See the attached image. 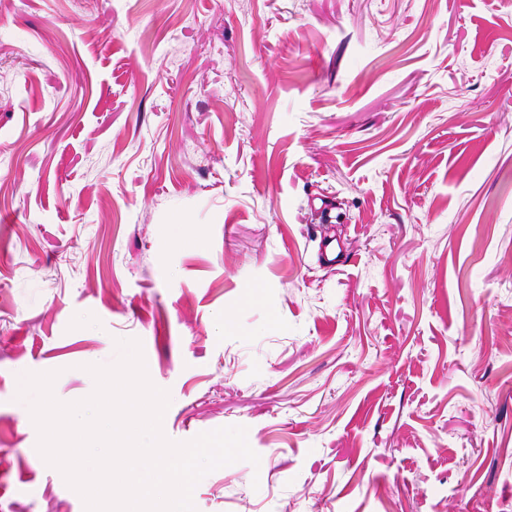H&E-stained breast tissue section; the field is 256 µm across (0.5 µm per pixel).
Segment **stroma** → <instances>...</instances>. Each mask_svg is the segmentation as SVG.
Instances as JSON below:
<instances>
[{
    "instance_id": "stroma-1",
    "label": "stroma",
    "mask_w": 512,
    "mask_h": 512,
    "mask_svg": "<svg viewBox=\"0 0 512 512\" xmlns=\"http://www.w3.org/2000/svg\"><path fill=\"white\" fill-rule=\"evenodd\" d=\"M134 338L196 512H512V0H0V512ZM319 255L324 265L333 267L346 261L344 251L335 236H324L319 243Z\"/></svg>"
}]
</instances>
